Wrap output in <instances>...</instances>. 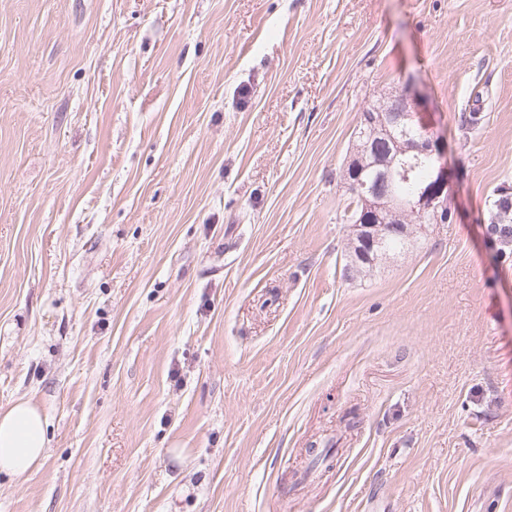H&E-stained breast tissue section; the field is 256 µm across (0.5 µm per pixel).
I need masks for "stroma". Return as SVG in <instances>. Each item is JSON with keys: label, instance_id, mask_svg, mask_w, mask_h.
Here are the masks:
<instances>
[{"label": "stroma", "instance_id": "35a3bbf8", "mask_svg": "<svg viewBox=\"0 0 512 512\" xmlns=\"http://www.w3.org/2000/svg\"><path fill=\"white\" fill-rule=\"evenodd\" d=\"M407 81L455 220L351 278ZM504 193L512 0H0V512H512ZM496 212L498 219V224H488V232L491 239V242H494L496 245L498 244L500 247L497 249L498 252L503 256L506 255V249L512 247V214L510 215L511 209L508 208L509 213L507 214V209H505L502 205V200L498 199L496 201ZM46 416L30 401L20 400L0 412V473L22 476L46 450Z\"/></svg>", "mask_w": 512, "mask_h": 512}]
</instances>
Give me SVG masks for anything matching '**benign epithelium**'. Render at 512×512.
<instances>
[{
    "mask_svg": "<svg viewBox=\"0 0 512 512\" xmlns=\"http://www.w3.org/2000/svg\"><path fill=\"white\" fill-rule=\"evenodd\" d=\"M387 104L389 112L385 113L379 122L371 125L370 140L384 141L398 149L402 142L396 137V133L407 128L417 115L415 97L410 84L406 83L391 92ZM405 151L432 157L438 162L432 184L410 200H402L390 192L379 189V186L392 183L398 176L397 155L390 152L376 156L374 166L381 177L374 184L361 179L365 163L362 148L353 147L344 165V170L352 175V179L347 181V188L358 197L362 212V217L351 225V233L370 249L381 244L382 228L390 216L402 218L407 215L413 218V224L420 229L430 224H448L453 220L454 214L451 212L448 198V167L444 161L445 142L427 133L410 142Z\"/></svg>",
    "mask_w": 512,
    "mask_h": 512,
    "instance_id": "7a95c632",
    "label": "benign epithelium"
}]
</instances>
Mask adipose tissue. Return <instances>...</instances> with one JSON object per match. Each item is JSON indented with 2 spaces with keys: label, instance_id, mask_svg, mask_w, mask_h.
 Listing matches in <instances>:
<instances>
[{
  "label": "adipose tissue",
  "instance_id": "ef3b65f1",
  "mask_svg": "<svg viewBox=\"0 0 512 512\" xmlns=\"http://www.w3.org/2000/svg\"><path fill=\"white\" fill-rule=\"evenodd\" d=\"M45 415L21 400L0 412V473L21 476L33 469L46 450Z\"/></svg>",
  "mask_w": 512,
  "mask_h": 512
}]
</instances>
